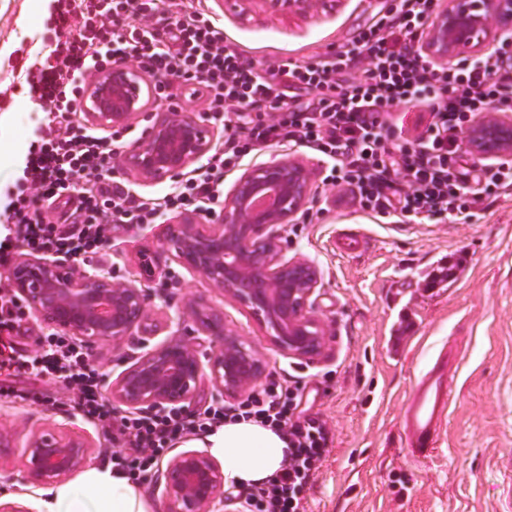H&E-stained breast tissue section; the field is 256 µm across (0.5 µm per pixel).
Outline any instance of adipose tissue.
<instances>
[{
	"label": "adipose tissue",
	"instance_id": "adipose-tissue-1",
	"mask_svg": "<svg viewBox=\"0 0 512 512\" xmlns=\"http://www.w3.org/2000/svg\"><path fill=\"white\" fill-rule=\"evenodd\" d=\"M185 445L207 449L222 463L225 484L235 486L265 481L288 458L280 433L249 420L224 423ZM34 506L37 512H156L142 487L108 464L92 466L76 481L40 491Z\"/></svg>",
	"mask_w": 512,
	"mask_h": 512
}]
</instances>
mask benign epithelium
<instances>
[{
  "instance_id": "7a95c632",
  "label": "benign epithelium",
  "mask_w": 512,
  "mask_h": 512,
  "mask_svg": "<svg viewBox=\"0 0 512 512\" xmlns=\"http://www.w3.org/2000/svg\"><path fill=\"white\" fill-rule=\"evenodd\" d=\"M244 17L256 6L286 18L309 15L321 0H238ZM477 0H449L434 21L424 52L445 63L465 51L480 52L492 37L491 15H480ZM151 84L134 63L118 62L92 73L81 107L92 125L126 129L145 111ZM478 158L512 155V117L490 113L478 117L465 134ZM213 136L187 105L157 120L122 165L143 184L175 178L213 148ZM312 172L298 157L246 169L224 198L214 224L191 221L171 228L175 262L197 274L221 296L248 308L270 329L272 346L288 358L306 361L325 353L330 329L314 307L321 285L319 269L302 257L286 258L280 236L269 228L289 224L309 203ZM261 239L263 253H251ZM10 288L34 314L76 338L89 337L121 345L141 327L151 310L146 286L136 280L89 273L68 262L21 255L8 273ZM212 336L213 349L203 354L196 337ZM265 370L261 353L224 323L217 309L190 301L178 317L177 334L145 350L108 384L113 402L135 410L164 411L193 401L201 380L208 379L214 397H239ZM90 451L79 439L52 429L26 437L22 463L34 483H51L79 470ZM168 512H213L230 506L224 473L206 453L186 450L164 472Z\"/></svg>"
}]
</instances>
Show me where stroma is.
I'll return each mask as SVG.
<instances>
[{"mask_svg": "<svg viewBox=\"0 0 512 512\" xmlns=\"http://www.w3.org/2000/svg\"><path fill=\"white\" fill-rule=\"evenodd\" d=\"M203 3L223 20L225 40L270 74L281 59L304 60L351 44L391 0H329L324 10L289 20L261 11L243 18L235 0ZM50 12L49 0H0V92L13 97L0 112L5 184L18 177L15 159L37 120L15 58L39 51ZM293 156L311 169L310 195L323 208L304 209L278 232L289 256L321 271L314 298L331 330L327 354L298 361L274 349L249 309L221 298L172 260L164 239L178 217L163 214L114 236L86 265L90 273L141 281L151 297V332L136 330L118 347L86 340L104 380L129 366L148 340L174 334L173 319L188 300L211 303L260 350L267 373L302 377L303 408L330 431L322 465L302 492L304 512H512V191L457 224L436 217L394 224L348 205L342 190L324 183L325 165L308 151L267 148L245 163ZM346 229L363 236L364 252L337 253L334 242ZM445 346L458 354L454 398L438 453L418 463L406 453L401 414L415 381ZM15 384L59 400L55 407L0 403V501L29 510L38 486L21 462L26 434L50 427L81 438L93 449L92 466L104 463L105 442L99 428L66 408L68 391L25 375Z\"/></svg>", "mask_w": 512, "mask_h": 512, "instance_id": "1", "label": "stroma"}]
</instances>
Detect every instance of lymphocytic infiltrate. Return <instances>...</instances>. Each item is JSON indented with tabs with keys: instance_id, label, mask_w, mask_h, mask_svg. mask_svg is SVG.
Here are the masks:
<instances>
[{
	"instance_id": "1",
	"label": "lymphocytic infiltrate",
	"mask_w": 512,
	"mask_h": 512,
	"mask_svg": "<svg viewBox=\"0 0 512 512\" xmlns=\"http://www.w3.org/2000/svg\"><path fill=\"white\" fill-rule=\"evenodd\" d=\"M439 0H392L351 48L307 61L285 58L273 77L246 63L224 39L220 19L183 0H55L50 33L29 100L41 119L22 174L0 206V267L16 250L83 264L109 247L112 233L153 223L159 210L211 214L227 171L263 148L285 142L321 156L326 182L348 192L363 210L385 218L472 216L479 203L512 189V159L477 168L472 180L456 169V137L481 112H512V40L469 62H432L423 44ZM130 61L153 80L157 101L172 87L202 98L224 141L204 171L157 198L131 193L112 175L125 148L120 131L100 135L76 115L93 69ZM424 104L431 118L406 137L388 120L399 105ZM27 322L17 296L0 289V399L50 403L12 378H49L71 391L72 409L107 441L124 442L112 463L139 478L175 441L201 436L227 421L250 420L287 440L285 466L257 485L235 487L253 512H301V493L324 457V421L301 413L302 387L271 380L236 402L214 400L193 411L128 412L113 407L86 347L51 331L26 353L16 341Z\"/></svg>"
}]
</instances>
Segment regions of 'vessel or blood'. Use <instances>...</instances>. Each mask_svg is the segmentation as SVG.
<instances>
[{"label":"vessel or blood","mask_w":512,"mask_h":512,"mask_svg":"<svg viewBox=\"0 0 512 512\" xmlns=\"http://www.w3.org/2000/svg\"><path fill=\"white\" fill-rule=\"evenodd\" d=\"M456 362L455 355L439 352L408 396L401 429L407 452L414 459L430 458L438 450L441 430L453 399L452 374Z\"/></svg>","instance_id":"b4317fda"}]
</instances>
